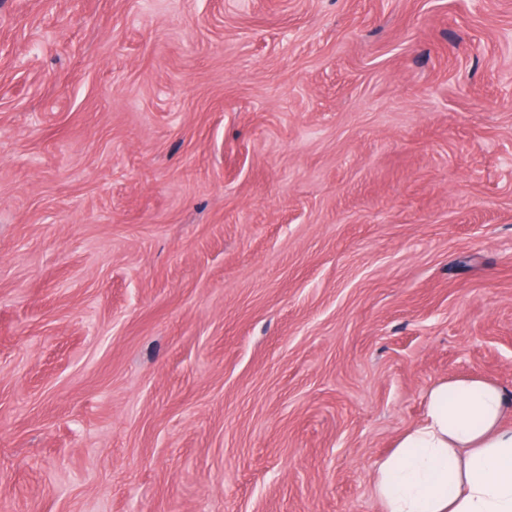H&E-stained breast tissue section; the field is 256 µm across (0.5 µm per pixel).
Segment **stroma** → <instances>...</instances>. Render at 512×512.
<instances>
[{"mask_svg":"<svg viewBox=\"0 0 512 512\" xmlns=\"http://www.w3.org/2000/svg\"><path fill=\"white\" fill-rule=\"evenodd\" d=\"M512 392V0H0V512H381Z\"/></svg>","mask_w":512,"mask_h":512,"instance_id":"obj_1","label":"stroma"}]
</instances>
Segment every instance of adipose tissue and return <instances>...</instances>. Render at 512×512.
<instances>
[{"instance_id": "adipose-tissue-1", "label": "adipose tissue", "mask_w": 512, "mask_h": 512, "mask_svg": "<svg viewBox=\"0 0 512 512\" xmlns=\"http://www.w3.org/2000/svg\"><path fill=\"white\" fill-rule=\"evenodd\" d=\"M512 395L482 376L434 384L422 420L378 463L382 512H512Z\"/></svg>"}]
</instances>
